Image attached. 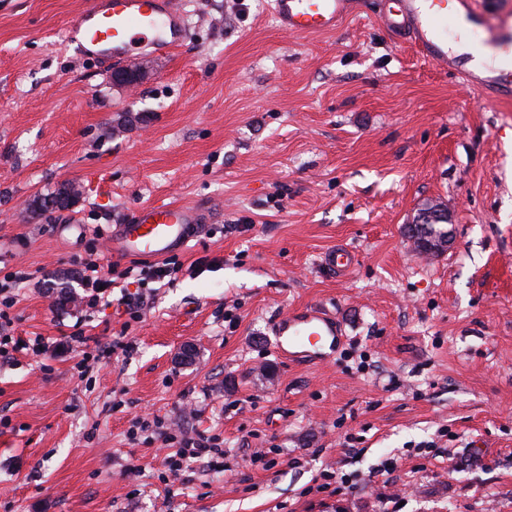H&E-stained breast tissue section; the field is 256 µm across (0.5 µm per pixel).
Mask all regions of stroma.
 Masks as SVG:
<instances>
[{
  "instance_id": "35a3bbf8",
  "label": "stroma",
  "mask_w": 512,
  "mask_h": 512,
  "mask_svg": "<svg viewBox=\"0 0 512 512\" xmlns=\"http://www.w3.org/2000/svg\"><path fill=\"white\" fill-rule=\"evenodd\" d=\"M180 2L188 42L128 90L66 39L86 0H0V270L26 274L13 336L49 344L0 357V512H512V100L393 43L378 0L304 38L269 0ZM64 182L72 208H32ZM163 201L208 212L174 283L67 304L75 258L130 266L105 236ZM428 201L437 256L406 231ZM303 304L342 325L328 362L277 353ZM79 331L135 347L83 376ZM145 415L218 439L223 466L166 481L178 446ZM418 214L414 219V224L417 227V230L420 234V238H424L426 241H435L445 236L444 241L433 251L438 252L441 251L450 238V234L448 232V227H444L448 224V212L444 210L438 209V205L433 202H427L423 205L422 208L418 210ZM449 246V243H448ZM324 262L331 271L336 273V276L345 277L353 271L356 258L346 249L336 247L325 254Z\"/></svg>"
}]
</instances>
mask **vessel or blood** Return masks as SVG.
Listing matches in <instances>:
<instances>
[{
  "instance_id": "b4317fda",
  "label": "vessel or blood",
  "mask_w": 512,
  "mask_h": 512,
  "mask_svg": "<svg viewBox=\"0 0 512 512\" xmlns=\"http://www.w3.org/2000/svg\"><path fill=\"white\" fill-rule=\"evenodd\" d=\"M379 20L388 35L414 41L429 62L447 64L448 26L462 24L471 56L491 55L496 78L512 85V12L488 13L485 0H386ZM281 32L305 37L335 30L347 18L354 0H270ZM69 42L81 55L124 64L144 57L146 49L169 53L183 47L189 29L176 0H88L65 26ZM200 211L175 202L137 209L132 221L116 225L107 241L115 257L161 258L184 247ZM324 262L337 276L349 275L355 256L343 248L326 253ZM277 351L293 362L330 359L341 344L338 320L326 311L305 306L280 317L275 325Z\"/></svg>"
}]
</instances>
